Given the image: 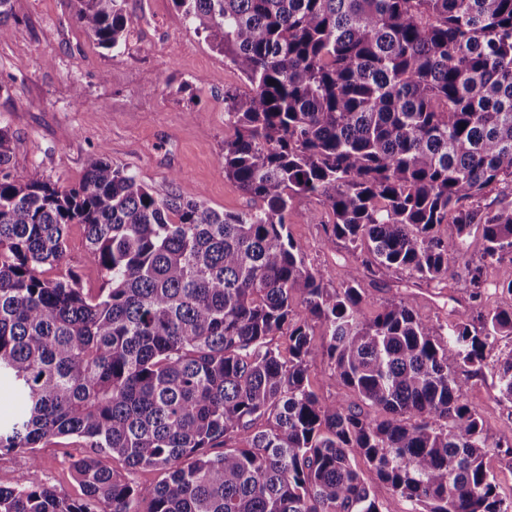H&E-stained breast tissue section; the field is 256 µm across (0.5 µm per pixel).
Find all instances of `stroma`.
I'll return each mask as SVG.
<instances>
[{
	"mask_svg": "<svg viewBox=\"0 0 512 512\" xmlns=\"http://www.w3.org/2000/svg\"><path fill=\"white\" fill-rule=\"evenodd\" d=\"M135 33L121 47L93 44L73 18L70 0H13L19 21L0 41V124L12 136L16 170H38L46 179L76 184L89 162L105 155L112 164L136 174L155 196L176 194L217 211H243L251 201L224 177V93L244 90L240 74L204 34L188 25L173 0H126ZM302 220L288 227L305 251L308 265L327 273L339 287L367 255L344 242L329 245L328 210L315 197H297ZM67 264L76 268L84 288L102 285L99 269L85 252L84 229L68 231ZM477 303L483 311L512 307V258L486 265ZM402 292L412 296L433 323L452 321L456 301L470 292L465 276L428 285L407 274L371 282L372 305ZM512 349L502 339L489 352L481 372L459 371L467 386L462 400L477 407L485 427L512 442V403L501 398L495 362ZM82 439L62 437L37 448L39 467L25 452L0 451V485L26 479L55 487L79 500L83 489L71 462L86 454Z\"/></svg>",
	"mask_w": 512,
	"mask_h": 512,
	"instance_id": "35a3bbf8",
	"label": "stroma"
}]
</instances>
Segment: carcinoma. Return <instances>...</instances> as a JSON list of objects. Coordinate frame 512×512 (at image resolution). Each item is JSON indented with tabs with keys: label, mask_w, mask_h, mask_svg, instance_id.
Masks as SVG:
<instances>
[{
	"label": "carcinoma",
	"mask_w": 512,
	"mask_h": 512,
	"mask_svg": "<svg viewBox=\"0 0 512 512\" xmlns=\"http://www.w3.org/2000/svg\"><path fill=\"white\" fill-rule=\"evenodd\" d=\"M74 2L97 45L131 35L126 0ZM174 3L246 83L224 93V178L255 206L159 198L104 157L61 186L15 170L0 125V379L27 401L0 419V450L36 467L51 438L90 448L71 463L83 499L20 479L0 512H394L354 452L407 512H509L485 457L512 444L461 401L457 368L512 339V308L435 325L400 293L371 311L361 271L328 287L288 225L305 218L296 197H319L328 243L366 252L371 274L432 283L460 266L480 298L471 227L482 260L512 255V0ZM12 20L0 0V41ZM493 185L507 193L482 204ZM73 224L94 294L63 266ZM323 358L375 415L319 399ZM497 364L512 402V349ZM116 457L164 478L140 486Z\"/></svg>",
	"instance_id": "obj_1"
}]
</instances>
